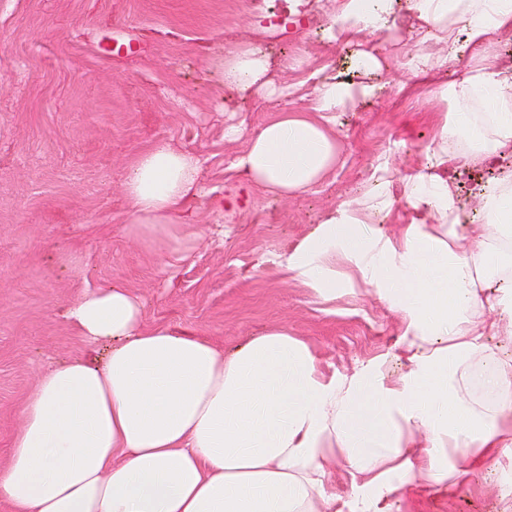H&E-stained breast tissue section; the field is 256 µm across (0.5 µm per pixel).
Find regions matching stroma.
Returning <instances> with one entry per match:
<instances>
[{"mask_svg": "<svg viewBox=\"0 0 512 512\" xmlns=\"http://www.w3.org/2000/svg\"><path fill=\"white\" fill-rule=\"evenodd\" d=\"M333 6L303 0L300 23L279 25L286 0H0V470L37 375L74 356L101 362L108 350L65 317L88 289L122 284L142 300L146 326L191 328L227 351L284 324L328 372L387 352L402 315L361 279L323 303L271 256L358 200L378 163L398 183L425 164L444 104L428 85L401 89L398 59L379 75L377 97L339 113L340 160L314 190L269 198L231 166L273 113L308 107L307 73L358 80L344 43L322 37ZM240 43L266 52L272 78L296 92H226L217 63ZM297 49L305 71H282ZM158 140L201 158V190L180 223L146 233L128 221L123 183ZM509 170L511 157L451 169L469 221H484L479 186ZM496 476L489 466L454 493L403 498L408 512H512Z\"/></svg>", "mask_w": 512, "mask_h": 512, "instance_id": "1", "label": "stroma"}]
</instances>
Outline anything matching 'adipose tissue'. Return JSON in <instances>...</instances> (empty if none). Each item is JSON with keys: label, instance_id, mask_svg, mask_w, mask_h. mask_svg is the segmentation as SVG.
Here are the masks:
<instances>
[{"label": "adipose tissue", "instance_id": "adipose-tissue-1", "mask_svg": "<svg viewBox=\"0 0 512 512\" xmlns=\"http://www.w3.org/2000/svg\"><path fill=\"white\" fill-rule=\"evenodd\" d=\"M331 31L357 42L364 74L386 72L398 44L415 47L410 79L455 74L430 90L449 109L401 193L378 165L366 203L326 211L276 257L322 300L340 266L372 286L402 314L394 355L327 374L287 325L227 352L144 327L141 300L122 285L84 292L72 328L112 346L101 363L74 357L38 375L0 470L11 512H383L417 479L454 489L486 461L512 466V363L492 345L512 336V171L480 188L481 224L463 222L448 184L449 162L512 155V65L491 51L512 34V0H336ZM219 66L225 91L291 94L255 47L225 50ZM381 90L316 78L309 111L275 113L233 168L275 199L313 190L336 167L337 113ZM200 170L195 154L153 142L124 182L131 222L178 223ZM400 202L398 235L363 233ZM393 358L406 366L396 377ZM338 460L351 477L342 502L329 482Z\"/></svg>", "mask_w": 512, "mask_h": 512}]
</instances>
